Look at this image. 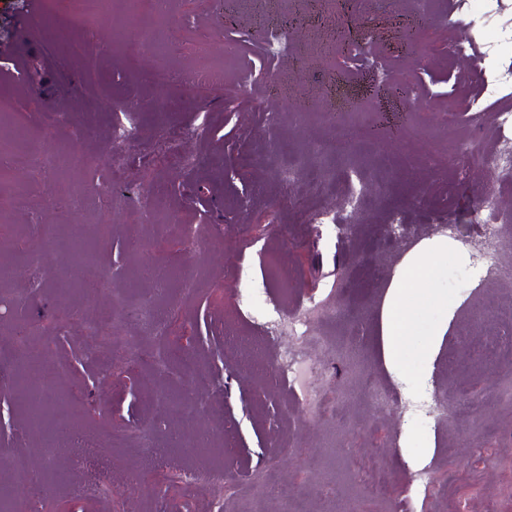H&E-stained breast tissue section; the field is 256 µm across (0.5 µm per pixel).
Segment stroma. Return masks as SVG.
Wrapping results in <instances>:
<instances>
[{
  "label": "stroma",
  "instance_id": "1",
  "mask_svg": "<svg viewBox=\"0 0 512 512\" xmlns=\"http://www.w3.org/2000/svg\"><path fill=\"white\" fill-rule=\"evenodd\" d=\"M75 3L62 21L70 39L103 38L107 51L66 66L0 57V267L11 272L0 280V480L39 473L14 489L23 512H512V357L462 367L497 333L512 283L476 285L453 265L435 282L455 316L432 307L429 324L447 331L420 327L404 354L442 405L424 420L409 415L414 393L389 371L378 325L396 267L439 225L472 254V206L512 214V178L483 163L512 148L492 118L512 109V80L482 88L512 49L448 52L471 0L324 11L295 0L263 21L227 0H145L143 42L120 0ZM342 122L354 144L343 156ZM117 126L134 137L113 144ZM457 133L476 157H433V141ZM22 137L54 139L70 159L38 169ZM288 166L303 172L289 185ZM350 167L374 191L356 223H321ZM395 215L399 239L387 232ZM260 223L275 232L258 235ZM152 265L169 274L166 296L140 276ZM330 298L335 311L312 317L320 342L303 351L322 370L305 408L278 367L288 334L258 321ZM147 304L167 336L123 320ZM21 325L52 376L36 423L35 382L14 348ZM375 387L391 408L375 405ZM467 395L479 404L462 415ZM367 466L385 471L380 493ZM213 468L222 485L184 489L185 470Z\"/></svg>",
  "mask_w": 512,
  "mask_h": 512
}]
</instances>
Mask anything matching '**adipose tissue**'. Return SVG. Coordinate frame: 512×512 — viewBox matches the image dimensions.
I'll list each match as a JSON object with an SVG mask.
<instances>
[{
    "instance_id": "obj_1",
    "label": "adipose tissue",
    "mask_w": 512,
    "mask_h": 512,
    "mask_svg": "<svg viewBox=\"0 0 512 512\" xmlns=\"http://www.w3.org/2000/svg\"><path fill=\"white\" fill-rule=\"evenodd\" d=\"M446 260L464 267L469 263V256L447 238L428 239L403 258L392 277L380 314V326L384 355L398 379L408 375L400 360L401 352L429 307L433 275Z\"/></svg>"
}]
</instances>
